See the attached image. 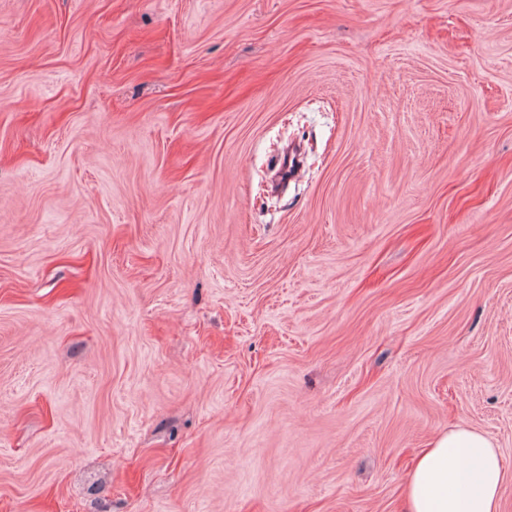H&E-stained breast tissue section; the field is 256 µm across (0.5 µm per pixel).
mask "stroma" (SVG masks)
Returning <instances> with one entry per match:
<instances>
[{
  "label": "stroma",
  "instance_id": "obj_1",
  "mask_svg": "<svg viewBox=\"0 0 512 512\" xmlns=\"http://www.w3.org/2000/svg\"><path fill=\"white\" fill-rule=\"evenodd\" d=\"M459 424L512 512V0H0V512H400Z\"/></svg>",
  "mask_w": 512,
  "mask_h": 512
}]
</instances>
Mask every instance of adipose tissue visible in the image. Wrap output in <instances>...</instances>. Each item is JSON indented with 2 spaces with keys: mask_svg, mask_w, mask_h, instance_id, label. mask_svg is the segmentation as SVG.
<instances>
[{
  "mask_svg": "<svg viewBox=\"0 0 512 512\" xmlns=\"http://www.w3.org/2000/svg\"><path fill=\"white\" fill-rule=\"evenodd\" d=\"M507 471L485 434L465 425L441 433L419 456L405 512H499Z\"/></svg>",
  "mask_w": 512,
  "mask_h": 512,
  "instance_id": "ef3b65f1",
  "label": "adipose tissue"
}]
</instances>
